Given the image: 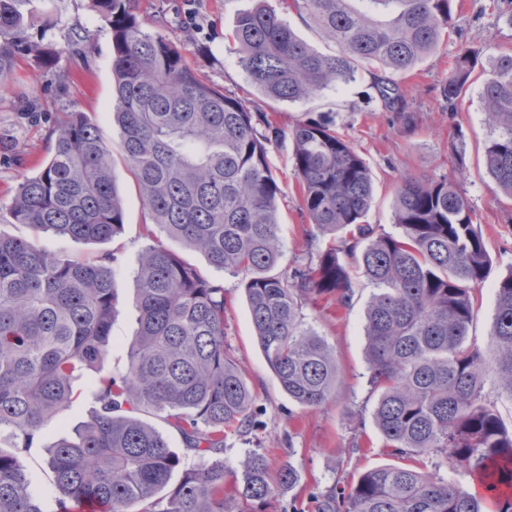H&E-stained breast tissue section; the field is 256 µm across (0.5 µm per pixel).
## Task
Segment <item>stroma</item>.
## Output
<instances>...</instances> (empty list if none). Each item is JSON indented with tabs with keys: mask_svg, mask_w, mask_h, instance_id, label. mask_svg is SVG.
<instances>
[{
	"mask_svg": "<svg viewBox=\"0 0 512 512\" xmlns=\"http://www.w3.org/2000/svg\"><path fill=\"white\" fill-rule=\"evenodd\" d=\"M254 4L255 0H142L149 29L172 41L181 37L180 22L193 21L195 42L190 50L199 75L224 93L243 99L251 111L267 113L286 132L310 117L332 120L337 132L353 143L371 170L375 199L366 221L377 232L397 231L393 214L402 175L449 177L459 182L476 211L477 226L492 260L469 336L485 360L493 361L490 332L494 288L512 270V199L497 189L484 166L489 130L480 99L483 74L473 73L454 112L445 108L440 85L451 72L461 45H482L494 54L512 51V0H463L457 7L449 35L399 79L411 116L407 124L381 104L366 108L365 102L374 92L373 78L366 71L359 72L354 82L329 87L307 101L266 98L240 67L236 46L224 38L238 15ZM46 13L56 20L46 34L59 52L55 69L47 72L34 65L24 67L0 90V233L34 239L48 250L77 257L114 255L117 304L113 341L100 367L102 372L116 374L127 365V343L135 329L134 271L142 250L152 244L158 232L122 157H115L113 162L125 209V229L119 237L83 244L49 235L37 237L10 216L17 184L23 176L40 171L54 148V128L67 113H85L111 147H119L121 140V131L111 118L114 78L109 29L94 17L89 0H33L34 17ZM82 27L89 28L91 35L85 48L89 60L85 66L72 57L69 45L72 30ZM22 100L33 102L35 113L19 111ZM454 141L462 149V160H454L451 154ZM292 154L293 142L287 136L268 147L270 168L281 188L279 236L283 257L277 271L287 275L316 259L328 242L303 210ZM172 249L209 279L223 283L225 340L256 397L252 428L245 433L229 431L224 438L225 462L234 469L247 455L258 453L266 457L271 473L289 465L300 476L296 487L278 489L266 504L256 506L255 512H320L319 505L330 490L350 488L363 471L392 463L372 422L375 399L367 385L363 325L371 285L363 278H354L355 296L350 307H340L331 300L303 308L306 321L334 347L341 378L334 398L320 409L309 410L280 389L259 350L244 299L245 274L216 269L203 253L180 244H173Z\"/></svg>",
	"mask_w": 512,
	"mask_h": 512,
	"instance_id": "35a3bbf8",
	"label": "stroma"
}]
</instances>
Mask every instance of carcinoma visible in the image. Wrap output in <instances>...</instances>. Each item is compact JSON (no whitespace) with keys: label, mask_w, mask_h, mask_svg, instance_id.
I'll use <instances>...</instances> for the list:
<instances>
[{"label":"carcinoma","mask_w":512,"mask_h":512,"mask_svg":"<svg viewBox=\"0 0 512 512\" xmlns=\"http://www.w3.org/2000/svg\"><path fill=\"white\" fill-rule=\"evenodd\" d=\"M31 0H0V87L19 62L50 69L59 51L29 32ZM112 33L121 151L144 205L168 239L202 252L226 272L246 270L247 306L257 343L282 391L318 408L340 383L336 354L302 314L354 288L335 246L283 277L278 235L281 189L268 145L284 131L264 112L205 82L178 46L146 29L140 0H90ZM336 53L316 52L276 9L260 0L237 17L239 63L273 101L316 97L349 84L359 67L378 68L376 95L407 121L395 76L410 71L449 33L455 0H292ZM488 68L481 100L490 130L484 158L497 188L512 197V52L462 48L441 97L457 111L471 74ZM293 169L310 223L328 235L352 231L351 256L374 287L365 311V358L372 419L391 455L433 471L395 464L366 471L349 492L323 499L322 512H512V429L486 393L488 381L512 397V272L495 288L491 332L497 357L485 362L469 342L474 293L490 257L476 213L457 182L403 177L397 236L365 218L374 199L371 170L332 121L310 118L289 130ZM11 217L37 232L103 242L124 230L112 173V148L82 112L56 128L51 156L24 177ZM112 256L83 262L0 233V512H44L30 489L27 458L61 423L86 374L96 407L46 447L56 512H234L296 486L291 467L272 482L264 456L240 462L226 486L224 429L246 430L254 395L225 342L224 286L161 244L146 247L135 272L138 328L128 364L110 376L97 368L111 342L117 301ZM159 417L180 436L173 450L141 415ZM468 472L478 490L444 476ZM179 482L170 486L173 474Z\"/></svg>","instance_id":"obj_1"}]
</instances>
